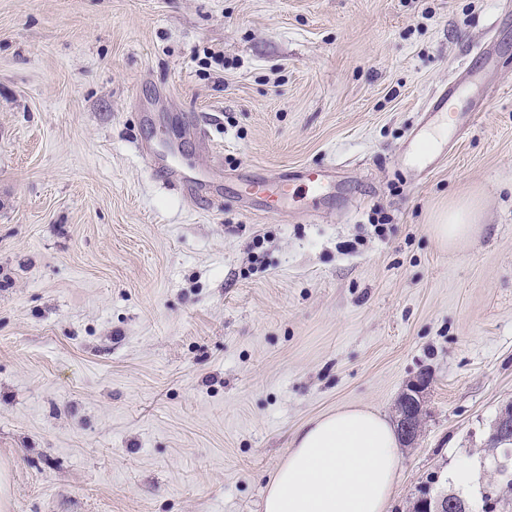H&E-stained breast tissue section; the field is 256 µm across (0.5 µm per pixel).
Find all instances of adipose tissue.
Segmentation results:
<instances>
[{"instance_id":"adipose-tissue-1","label":"adipose tissue","mask_w":512,"mask_h":512,"mask_svg":"<svg viewBox=\"0 0 512 512\" xmlns=\"http://www.w3.org/2000/svg\"><path fill=\"white\" fill-rule=\"evenodd\" d=\"M480 214L474 200L449 203L433 224L448 246L468 240ZM399 439L369 406H342L309 420L269 479L263 512H387L400 468Z\"/></svg>"}]
</instances>
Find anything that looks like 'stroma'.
Instances as JSON below:
<instances>
[{
	"label": "stroma",
	"mask_w": 512,
	"mask_h": 512,
	"mask_svg": "<svg viewBox=\"0 0 512 512\" xmlns=\"http://www.w3.org/2000/svg\"><path fill=\"white\" fill-rule=\"evenodd\" d=\"M481 49L474 126L408 164ZM423 370L390 512L460 458L478 499L512 404V0H0V512H261L301 425ZM480 214L473 199H457L448 203L433 224L432 231L448 247L468 240L477 230Z\"/></svg>",
	"instance_id": "obj_1"
}]
</instances>
